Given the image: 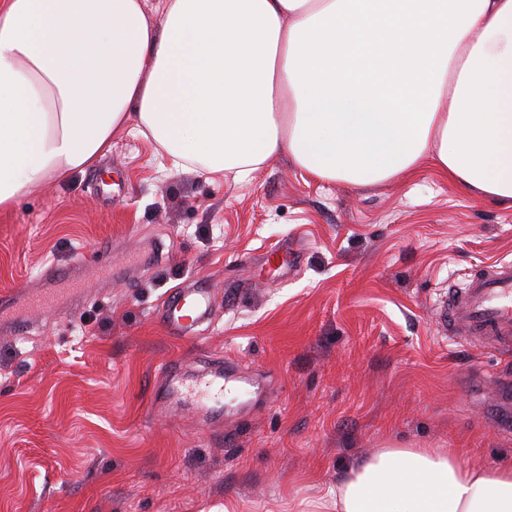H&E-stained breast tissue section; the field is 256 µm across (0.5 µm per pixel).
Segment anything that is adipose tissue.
<instances>
[{"instance_id": "adipose-tissue-1", "label": "adipose tissue", "mask_w": 512, "mask_h": 512, "mask_svg": "<svg viewBox=\"0 0 512 512\" xmlns=\"http://www.w3.org/2000/svg\"><path fill=\"white\" fill-rule=\"evenodd\" d=\"M175 166L289 155L378 184L432 165L512 205V0H0V210L128 127ZM336 512H512V464L382 448Z\"/></svg>"}]
</instances>
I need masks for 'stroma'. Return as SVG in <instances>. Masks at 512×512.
Returning <instances> with one entry per match:
<instances>
[{
	"mask_svg": "<svg viewBox=\"0 0 512 512\" xmlns=\"http://www.w3.org/2000/svg\"><path fill=\"white\" fill-rule=\"evenodd\" d=\"M277 249L289 272L265 264ZM501 260L512 206L431 165L356 186L284 156L236 179L118 133L0 211V512H288L381 448L512 463V350L436 316ZM202 287L179 337L162 303ZM168 364L244 392L210 413Z\"/></svg>",
	"mask_w": 512,
	"mask_h": 512,
	"instance_id": "35a3bbf8",
	"label": "stroma"
}]
</instances>
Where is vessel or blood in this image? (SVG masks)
<instances>
[{
  "label": "vessel or blood",
  "instance_id": "vessel-or-blood-1",
  "mask_svg": "<svg viewBox=\"0 0 512 512\" xmlns=\"http://www.w3.org/2000/svg\"><path fill=\"white\" fill-rule=\"evenodd\" d=\"M203 308L201 295H173L162 318L179 328L182 319ZM445 331L465 342H481L512 349V262H499L472 276L466 287L452 288L439 310Z\"/></svg>",
  "mask_w": 512,
  "mask_h": 512
}]
</instances>
